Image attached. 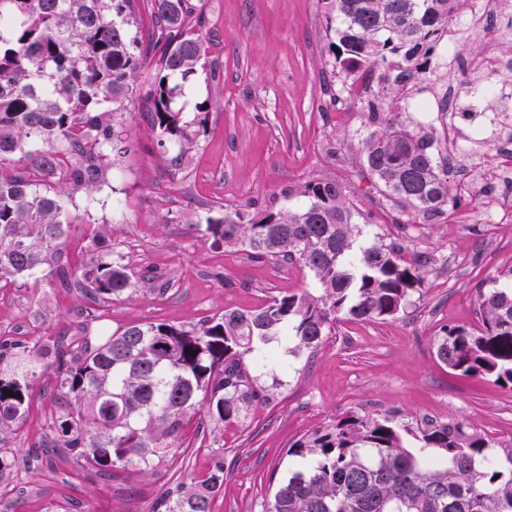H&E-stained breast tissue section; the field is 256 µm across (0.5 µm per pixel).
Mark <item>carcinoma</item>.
I'll use <instances>...</instances> for the list:
<instances>
[{"label": "carcinoma", "mask_w": 512, "mask_h": 512, "mask_svg": "<svg viewBox=\"0 0 512 512\" xmlns=\"http://www.w3.org/2000/svg\"><path fill=\"white\" fill-rule=\"evenodd\" d=\"M148 40L135 0H0V283L40 280L80 287L95 299L149 288L161 276H135L114 252L74 266L65 252L72 193L106 183L127 150L124 111L139 95L140 70L152 64L146 97L158 146L175 143L179 168L205 128L207 105L187 121L173 107L179 84L207 57L203 18L191 0H146ZM336 24L334 59L353 76L377 78L364 103L371 129L362 168L380 195L399 207L396 224H430L462 204L448 179L444 137L412 126L384 99L420 86L432 73L436 44L448 32L456 0H326ZM296 207L251 218L224 214V244L254 261L286 260L312 272L316 291L273 297L249 310L228 309L192 328L132 324L95 346H60L52 364L70 401L56 422L58 444L100 472L148 471L170 454L183 427L206 407L221 422L238 420L257 397L246 361L269 347L313 352L330 324L385 321L405 312L429 260L406 258L399 239L355 247L362 234L345 188L308 181ZM477 289L479 327L445 324L438 359L465 375L512 387V268ZM21 364L0 368V430L28 410ZM419 446H406L407 438ZM455 420L424 422L412 432L393 416L350 415L291 443L294 467L267 512H512V448ZM224 465L192 486L167 490L151 512H212Z\"/></svg>", "instance_id": "cac0c4a2"}]
</instances>
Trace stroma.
<instances>
[{"instance_id":"stroma-1","label":"stroma","mask_w":512,"mask_h":512,"mask_svg":"<svg viewBox=\"0 0 512 512\" xmlns=\"http://www.w3.org/2000/svg\"><path fill=\"white\" fill-rule=\"evenodd\" d=\"M205 18L206 70L183 84L175 106L193 118L209 109L200 135L179 172L160 148L143 100L129 105L130 147L115 158L108 180L93 197L75 192L69 204L74 234L68 252L78 263L95 259V238L113 245L131 271L164 275L166 290L142 288L103 303L107 326L165 322L190 327L225 309H249L270 298L309 288L308 271L282 261L256 262L225 245L221 235L198 231L205 219L239 209L285 206V192L314 179L337 180L363 225L360 244L398 233L413 252L432 255L405 313L385 322L333 325L313 352L290 356L287 368L249 366L260 394L244 418L220 422L198 414L174 454L146 473L113 469L102 475L79 466L55 447L53 421L67 402L61 375L32 363L29 409L0 433V512H151L168 488L193 485L216 463L224 484L212 512H266L287 478L290 444L303 434L350 414L394 415L405 425L460 421L495 432L497 447H512V390L448 369L435 352L442 325L474 326L476 286L512 267V224H462L446 218L394 231L381 223L379 190L360 168L368 130L360 102L336 104L345 77L328 52L330 34L322 0H193ZM451 41L459 60L441 63L421 96L452 87L462 92L466 63L495 45L512 58V40L493 42L489 31L460 25ZM93 302L81 289L29 282L0 288V342L36 354L40 347L84 341L83 309Z\"/></svg>"}]
</instances>
